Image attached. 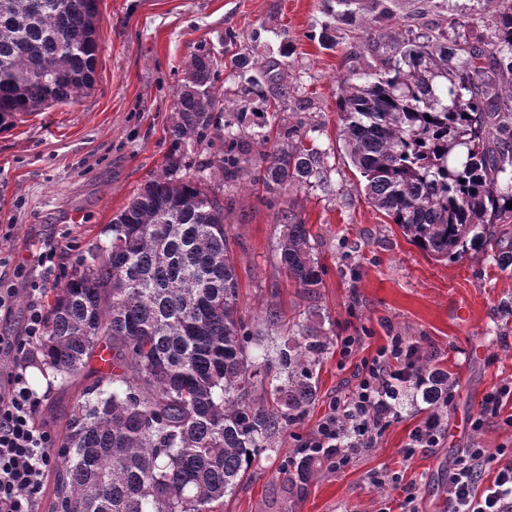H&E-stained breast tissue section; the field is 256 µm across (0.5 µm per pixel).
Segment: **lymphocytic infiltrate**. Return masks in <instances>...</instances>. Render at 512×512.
Returning <instances> with one entry per match:
<instances>
[{
	"label": "lymphocytic infiltrate",
	"mask_w": 512,
	"mask_h": 512,
	"mask_svg": "<svg viewBox=\"0 0 512 512\" xmlns=\"http://www.w3.org/2000/svg\"><path fill=\"white\" fill-rule=\"evenodd\" d=\"M414 349L404 337H392L357 373L352 395L333 403L329 414L305 441V448H341L337 466L351 454L372 447L383 428L398 414L401 389L413 385ZM0 397V512H37L43 480L54 464L55 441L36 420L38 399L22 370L6 379ZM496 463L492 485L481 486L488 463ZM448 512H512V448L486 455L471 448L460 456L448 484Z\"/></svg>",
	"instance_id": "obj_1"
}]
</instances>
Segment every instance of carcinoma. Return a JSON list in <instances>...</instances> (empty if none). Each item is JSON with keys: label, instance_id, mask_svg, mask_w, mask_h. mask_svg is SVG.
Segmentation results:
<instances>
[{"label": "carcinoma", "instance_id": "cac0c4a2", "mask_svg": "<svg viewBox=\"0 0 512 512\" xmlns=\"http://www.w3.org/2000/svg\"><path fill=\"white\" fill-rule=\"evenodd\" d=\"M368 50L391 18L370 0ZM98 0H0V130L23 116L76 102L95 85ZM220 61L199 48L186 63L169 135L177 148L201 145L218 127L224 96ZM512 7L499 12L489 42L450 41L441 30L338 80L339 129L366 199L436 260L489 253L512 269V248L497 225L512 219ZM224 147L190 171L168 156L81 256L46 304V330L24 364L68 387L92 374L72 413L62 417L65 449L48 512H217L224 496L269 451V438L300 422L316 399L313 369L331 338L305 326L276 353L286 373L273 404L248 399L268 361L250 354L253 333L239 314V280L226 212L211 183L262 182L281 195L320 176L323 153L296 142L267 145L257 159L234 125ZM276 261L305 292L321 284L311 233L289 207ZM109 354L110 368L85 369ZM417 392L428 410L448 402L451 375L419 349ZM320 455L288 460V489L302 490Z\"/></svg>", "mask_w": 512, "mask_h": 512}]
</instances>
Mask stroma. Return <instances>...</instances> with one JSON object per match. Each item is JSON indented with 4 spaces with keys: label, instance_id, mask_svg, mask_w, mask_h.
Returning <instances> with one entry per match:
<instances>
[{
    "label": "stroma",
    "instance_id": "1",
    "mask_svg": "<svg viewBox=\"0 0 512 512\" xmlns=\"http://www.w3.org/2000/svg\"><path fill=\"white\" fill-rule=\"evenodd\" d=\"M388 6L392 18L381 36L388 47L435 27L477 45L512 0H388ZM99 13L94 90L0 131V289L13 291L0 310V334L23 335L32 288L46 293L62 284L101 230L161 172L173 150L168 128L184 64L199 45L222 59L217 86L230 113L244 97L240 59L256 75L268 61H280L290 97L278 111L264 112L262 133L274 137L302 125L307 143L323 153L324 168L320 179L278 198L258 183L231 187L240 311L260 356H274L309 324L361 342L347 358L330 345L316 368L314 405L300 425L274 437L273 451L254 459L223 512H392L407 486L415 489L416 512H448V479L461 450L491 455L512 448V427L493 421L405 458L409 435L426 416L408 390L373 448L313 476L301 495L282 488L284 460L299 457L301 443L389 337L434 349L453 373L444 431L475 416L493 387L512 382V316L501 313L512 302V271H500L482 253L438 261L420 251L361 193V176L338 135L337 79L366 65L360 34L369 13L359 11L352 26L341 21L337 0H100ZM286 206L314 237L323 273L313 293L293 286L275 262L278 216ZM48 247L56 252L49 267L39 261ZM270 304L282 314L274 326L265 317ZM374 473L391 480L374 485Z\"/></svg>",
    "mask_w": 512,
    "mask_h": 512
}]
</instances>
